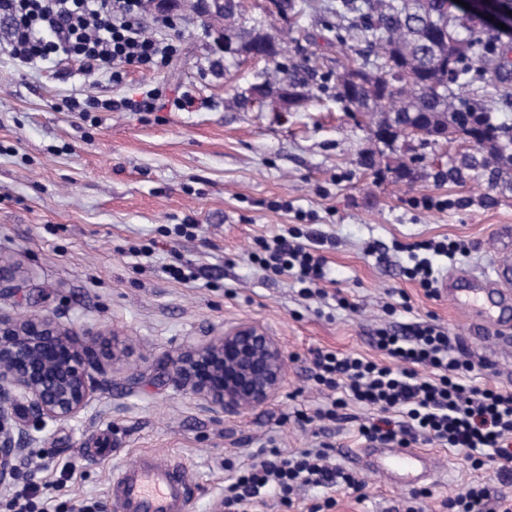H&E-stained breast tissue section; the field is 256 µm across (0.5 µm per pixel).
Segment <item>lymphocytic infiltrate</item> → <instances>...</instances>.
Wrapping results in <instances>:
<instances>
[{"instance_id":"1","label":"lymphocytic infiltrate","mask_w":512,"mask_h":512,"mask_svg":"<svg viewBox=\"0 0 512 512\" xmlns=\"http://www.w3.org/2000/svg\"><path fill=\"white\" fill-rule=\"evenodd\" d=\"M148 0H0V17L9 20L8 52L21 63L75 61L82 73L108 74L122 83L129 68L165 72L179 57L176 17L161 20L162 33L149 35L143 27ZM191 99H167L162 86H148L138 97L101 102L112 112H158L166 105L186 109ZM318 233L295 230L273 239H257L253 262L276 276L292 277L307 298H327V260L318 248ZM421 252L406 276L434 295L432 256H467L459 240L433 239L406 246ZM374 346L385 356L378 363L361 355L339 354L324 348L313 352V379L328 390L343 389L347 401L369 407L374 415L358 431L368 441L402 446L424 438L464 450L474 469L497 465L499 488L483 484L449 500L448 512H512V390L472 385L464 377L473 369V354L440 324L415 322L394 330L377 329ZM302 486H342L359 492L363 484L333 466L325 449L284 452L258 449L254 461L234 469L224 488L225 512H255L269 495L291 505Z\"/></svg>"}]
</instances>
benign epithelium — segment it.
<instances>
[{"mask_svg": "<svg viewBox=\"0 0 512 512\" xmlns=\"http://www.w3.org/2000/svg\"><path fill=\"white\" fill-rule=\"evenodd\" d=\"M467 18L512 32L500 0H463ZM493 20H488V17ZM424 131L411 116L389 132ZM125 347L115 336L77 330L48 314L24 318L0 313V487L14 484L21 465L50 423H66L88 409L105 374L103 360L118 361ZM285 356L260 325L242 321L203 341L187 342L163 370L202 399L216 417L239 414L273 399L284 383Z\"/></svg>", "mask_w": 512, "mask_h": 512, "instance_id": "7a95c632", "label": "benign epithelium"}]
</instances>
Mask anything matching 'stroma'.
Masks as SVG:
<instances>
[{
	"instance_id": "1",
	"label": "stroma",
	"mask_w": 512,
	"mask_h": 512,
	"mask_svg": "<svg viewBox=\"0 0 512 512\" xmlns=\"http://www.w3.org/2000/svg\"><path fill=\"white\" fill-rule=\"evenodd\" d=\"M246 0L260 31L282 38L276 61L256 60L232 43L219 47L208 19L185 0L181 54L166 72L129 69L121 84L83 75L77 64L27 66L8 50L0 24V260L15 270L14 288H0V311L54 314L77 329L116 335L126 353L110 387L73 421L47 427L18 481L0 487V512H14L16 492L30 489L32 512H108L114 470L142 453L180 462L194 487L183 512H218L230 473L225 461L252 462L259 448L286 451L331 446L330 461L365 485L356 501L346 489L304 487L287 510L271 497L263 512H308L325 496L331 512H448L450 498L476 482L497 486L495 465L473 470L462 452L421 441L430 474L386 478L381 456L357 428L372 410L346 409V420L297 423L298 410L329 403L311 378L314 349L373 360L377 329L433 321L462 337L474 352L472 381L512 389V343L499 344L485 310L449 295L427 296L404 269L403 244L460 239L468 256L433 260L438 278L490 274L512 226V179L461 160L480 157L462 140L428 144L399 138L386 144L361 114L336 99V83L359 48L355 15L326 12L329 0H301L296 19L263 15ZM306 66L315 99L284 110L252 95L275 64ZM147 84L168 96L188 93L189 110L92 112L63 108L79 94L116 100ZM370 154L373 168L359 159ZM417 157L406 179L400 161ZM450 200L423 208L422 199ZM193 224L194 236L176 225ZM325 237L327 292L353 307L303 299L292 280L262 271L250 259L257 237L283 229ZM155 244L151 258L128 254ZM189 261L196 281L182 284L164 266ZM407 307H400V300ZM241 321L262 326L285 354V382L269 403L215 418L190 391L164 377L158 364L185 341Z\"/></svg>"
}]
</instances>
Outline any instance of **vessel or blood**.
Returning <instances> with one entry per match:
<instances>
[{
  "mask_svg": "<svg viewBox=\"0 0 512 512\" xmlns=\"http://www.w3.org/2000/svg\"><path fill=\"white\" fill-rule=\"evenodd\" d=\"M457 291H484L488 302L504 306L512 297V268L499 262L493 277L457 276ZM383 458L387 469L422 471L428 461L412 448L385 449ZM190 480L179 463L156 454H144L113 473L110 481L113 512H181L189 491Z\"/></svg>",
  "mask_w": 512,
  "mask_h": 512,
  "instance_id": "obj_1",
  "label": "vessel or blood"
}]
</instances>
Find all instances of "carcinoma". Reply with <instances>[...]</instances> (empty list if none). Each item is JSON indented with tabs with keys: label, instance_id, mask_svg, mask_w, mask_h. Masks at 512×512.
<instances>
[{
	"label": "carcinoma",
	"instance_id": "1",
	"mask_svg": "<svg viewBox=\"0 0 512 512\" xmlns=\"http://www.w3.org/2000/svg\"><path fill=\"white\" fill-rule=\"evenodd\" d=\"M333 0L328 10L338 17L356 13L361 20L359 36L365 45L360 60L340 76L336 98L348 102L354 111L369 121L384 124L399 112H425L433 131L445 132L461 122L484 125L491 131L490 142L479 145L481 166L501 176L512 170V154L503 153L504 143H512V127L493 123V107L478 105L463 98L460 91L476 79L491 85L503 82L497 60L502 45L497 34L482 25L470 24L454 14L451 0ZM449 28L464 44L457 53L446 43L430 42V33ZM268 46V57L278 54L274 39L268 34H256L245 43L250 52L258 44ZM411 67L417 77L394 78L393 71ZM285 71L279 65L267 76L264 86L270 94L280 93L283 83L297 90L302 80L298 72L288 73V79L278 78ZM351 77L360 78L366 87L361 94L346 100L341 84Z\"/></svg>",
	"mask_w": 512,
	"mask_h": 512
}]
</instances>
